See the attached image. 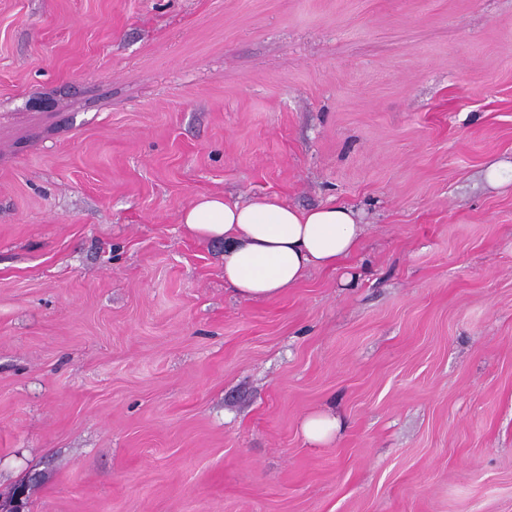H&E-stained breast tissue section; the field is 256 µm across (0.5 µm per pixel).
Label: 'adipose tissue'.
<instances>
[{"instance_id":"1","label":"adipose tissue","mask_w":512,"mask_h":512,"mask_svg":"<svg viewBox=\"0 0 512 512\" xmlns=\"http://www.w3.org/2000/svg\"><path fill=\"white\" fill-rule=\"evenodd\" d=\"M182 222L203 240L224 244V280L244 300L270 299L312 268L333 269L357 249L363 227L353 208L328 202L298 209L275 197L248 203L200 196Z\"/></svg>"}]
</instances>
